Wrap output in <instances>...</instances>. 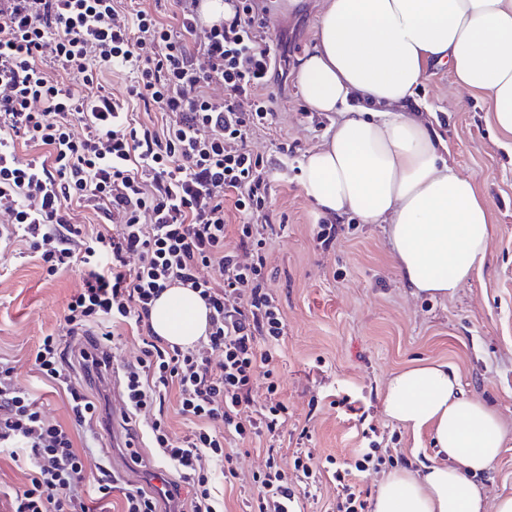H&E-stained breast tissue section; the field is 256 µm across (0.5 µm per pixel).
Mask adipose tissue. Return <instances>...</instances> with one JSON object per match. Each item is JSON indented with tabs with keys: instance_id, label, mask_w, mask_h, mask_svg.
<instances>
[{
	"instance_id": "adipose-tissue-1",
	"label": "adipose tissue",
	"mask_w": 512,
	"mask_h": 512,
	"mask_svg": "<svg viewBox=\"0 0 512 512\" xmlns=\"http://www.w3.org/2000/svg\"><path fill=\"white\" fill-rule=\"evenodd\" d=\"M438 64L482 96L495 127L512 135V0H326L296 79L309 109L346 113L301 164L307 196L330 216L387 225L407 285L446 297L484 258L491 212L474 180L449 167L445 141L406 109ZM150 320L164 341L191 348L205 334L208 310L175 285ZM384 406L413 432L431 429L438 456L391 473L373 512H483L476 478L507 439L496 412L465 396L439 362L393 376Z\"/></svg>"
}]
</instances>
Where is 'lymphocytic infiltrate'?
Returning a JSON list of instances; mask_svg holds the SVG:
<instances>
[{"label": "lymphocytic infiltrate", "mask_w": 512, "mask_h": 512, "mask_svg": "<svg viewBox=\"0 0 512 512\" xmlns=\"http://www.w3.org/2000/svg\"><path fill=\"white\" fill-rule=\"evenodd\" d=\"M125 2L0 0V248L27 243L50 278L83 263L62 336H92L101 347L128 326L142 338L124 369L126 411L147 419L161 463L192 494L185 502L174 488L152 493L102 463L100 497H116L120 512H223L211 468L234 474L225 437L275 433L286 414L269 368L285 320L262 255L272 162L246 144L250 132L272 124L265 91L277 75L274 39L258 0H233V16L209 25L202 0H176L172 24ZM107 70L131 74L128 93L154 121H137L105 94ZM215 79L224 87L220 100L209 93ZM76 125L81 134H73ZM20 142L47 148L50 163L22 161ZM228 199L244 217L233 248L225 242ZM75 204L92 209L99 228L72 223ZM206 268L217 279L203 276ZM174 285L197 292L209 311L205 337L192 348L164 343L150 325L153 301ZM60 338L43 337L35 362L69 394L75 424L96 428L100 405L73 376ZM259 381L266 403L255 410ZM172 392L193 423L176 440L159 412ZM0 453L28 469L10 512H90L70 430L47 423L2 363ZM288 472L269 458L258 477V512H296Z\"/></svg>", "instance_id": "1"}]
</instances>
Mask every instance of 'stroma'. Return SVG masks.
I'll list each match as a JSON object with an SVG mask.
<instances>
[{
  "label": "stroma",
  "mask_w": 512,
  "mask_h": 512,
  "mask_svg": "<svg viewBox=\"0 0 512 512\" xmlns=\"http://www.w3.org/2000/svg\"><path fill=\"white\" fill-rule=\"evenodd\" d=\"M270 33L287 31L289 68L315 40L324 0H266ZM275 117L269 129L249 134V149L276 160L267 208L274 226L264 248L267 286L278 299L285 330L270 366L288 407L275 434L241 442L227 440L234 457L231 481L216 478L215 496L224 512H249L260 494L257 482L270 453L292 462L296 449L350 469L366 500L393 471L414 469L436 457L431 434L414 436L384 412L388 380L420 361L447 364L467 397L492 408L509 438L495 465L478 478L486 503L512 494V149L503 147L480 96L459 88L451 72L432 68L414 95L413 106L449 149L448 163L475 180L491 204V241L482 262L450 297L412 295L398 269L382 225L352 214L340 220L322 214L306 197L300 163L327 137L334 112L306 108L296 81L270 86ZM292 148L281 158L279 146ZM339 222L335 244L315 238L319 224ZM84 268L74 264L46 278L37 254L18 245L0 253V360L10 363L21 386L41 404L45 419L72 430L84 457L83 482L93 487L99 461L125 459L122 476L146 485L158 472L148 439L133 448L112 438V397L99 382L87 392L102 408L97 434L75 427L68 395L38 370L33 351L39 340L58 333L67 301L82 285ZM391 463L384 469H354L362 431Z\"/></svg>",
  "instance_id": "35a3bbf8"
}]
</instances>
